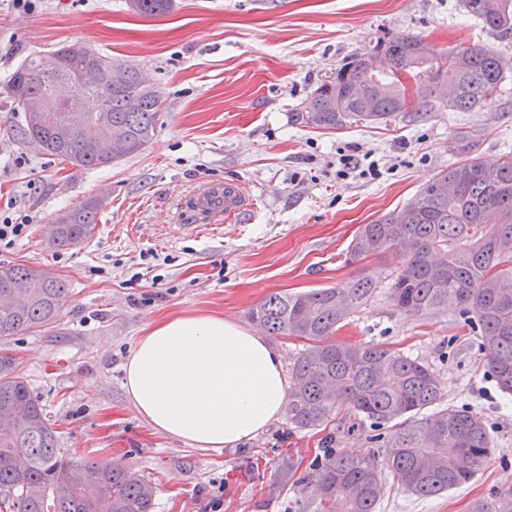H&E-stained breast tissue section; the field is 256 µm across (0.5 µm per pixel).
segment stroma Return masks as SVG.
Listing matches in <instances>:
<instances>
[{"mask_svg":"<svg viewBox=\"0 0 512 512\" xmlns=\"http://www.w3.org/2000/svg\"><path fill=\"white\" fill-rule=\"evenodd\" d=\"M418 33L434 53L482 42L512 61L502 41L460 0H173L143 17L125 0H40L34 13L0 0V209L32 215L25 237L0 251L62 277L68 294L55 323L8 342L59 435L61 447L112 460L149 477L155 512H205L223 484L220 512H315L308 483L334 433L343 454L374 445L338 410L326 429L292 428L280 416L257 437L219 451L156 432L124 388V364L156 322L189 312L250 327L249 309L275 292H304L364 275L370 299L333 339L379 343L429 364L441 407L483 419L495 453L472 481L430 497L383 472L376 512H470L475 500L512 489V400L500 393L478 336L463 317L400 311L387 252L346 264L360 225L402 209L436 173L466 159L512 158V73L475 112H409L387 125L336 130L294 124L291 113L319 80L381 37ZM79 43L149 73L165 99L164 124L141 153L109 168H75L15 141L4 88L29 54ZM374 153L377 180L336 176V152ZM242 180L260 209L213 232L190 229L178 198L208 180ZM102 202L94 235L79 247L47 248L56 219L87 199Z\"/></svg>","mask_w":512,"mask_h":512,"instance_id":"1","label":"stroma"}]
</instances>
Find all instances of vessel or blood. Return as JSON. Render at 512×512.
<instances>
[{"mask_svg": "<svg viewBox=\"0 0 512 512\" xmlns=\"http://www.w3.org/2000/svg\"><path fill=\"white\" fill-rule=\"evenodd\" d=\"M257 207L246 186L235 179L214 180L180 200V211L196 227H209L219 221H232Z\"/></svg>", "mask_w": 512, "mask_h": 512, "instance_id": "b4317fda", "label": "vessel or blood"}]
</instances>
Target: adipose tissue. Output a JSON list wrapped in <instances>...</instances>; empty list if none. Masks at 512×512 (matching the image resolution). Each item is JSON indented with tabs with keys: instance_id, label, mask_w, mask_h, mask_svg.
I'll return each instance as SVG.
<instances>
[{
	"instance_id": "ef3b65f1",
	"label": "adipose tissue",
	"mask_w": 512,
	"mask_h": 512,
	"mask_svg": "<svg viewBox=\"0 0 512 512\" xmlns=\"http://www.w3.org/2000/svg\"><path fill=\"white\" fill-rule=\"evenodd\" d=\"M124 387L152 428L211 450L263 432L288 391L279 352L258 332L201 312L162 320L140 337Z\"/></svg>"
}]
</instances>
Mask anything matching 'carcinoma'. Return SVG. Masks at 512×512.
Here are the masks:
<instances>
[{"mask_svg": "<svg viewBox=\"0 0 512 512\" xmlns=\"http://www.w3.org/2000/svg\"><path fill=\"white\" fill-rule=\"evenodd\" d=\"M466 11L502 39L512 38V0H462ZM140 16H163L172 0H127ZM424 36L378 39L366 53L324 76L305 104L291 113L303 127L336 130L358 118L381 124L408 110L475 112L496 96L512 65L482 43L455 46L435 58L423 55ZM384 52L388 69L369 73L365 54ZM54 60L68 71L89 73L88 98L108 110L119 156L101 151L80 134L61 141L57 126L34 124L28 105L56 78ZM415 80L411 108L405 106L400 75ZM448 84L439 104L434 83ZM10 111L22 113L13 135L73 167L112 166L147 147L163 125L157 86L134 65L112 61L79 44L63 45L21 62L8 80ZM100 201L90 198L56 221L50 246L67 249L95 232ZM393 251L395 306L416 315L451 310L480 336L485 362L498 388L512 397V159L494 164L473 159L437 173L397 214L359 227L348 263ZM364 276L309 292H276L250 309V319L271 336L316 341L291 371L286 412L296 428L328 424L346 407L362 423L380 430L385 448L347 456L326 448L325 463L311 480L317 512H376L386 467L419 497H432L470 482L494 453L482 419L438 404L442 385L426 363L379 344L344 346L326 340L374 293ZM25 291L26 303L0 308V341L50 325L67 295L64 279L24 265L0 267V293ZM155 487L111 462L89 460L59 447L56 431L39 399L17 369L0 354V512H153ZM473 512H512V491L479 501Z\"/></svg>", "mask_w": 512, "mask_h": 512, "instance_id": "1", "label": "carcinoma"}]
</instances>
